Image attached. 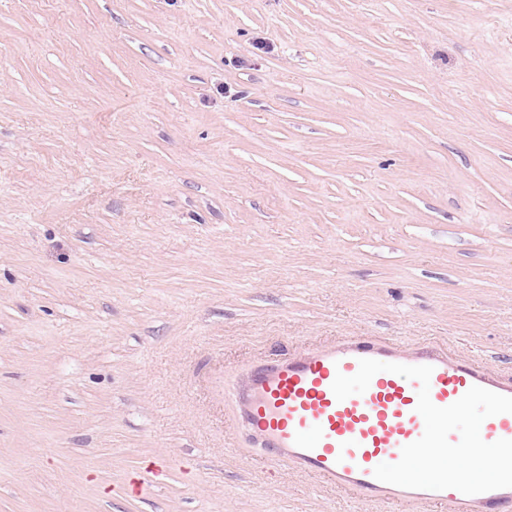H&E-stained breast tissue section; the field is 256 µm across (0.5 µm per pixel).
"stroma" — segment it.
<instances>
[{
	"label": "stroma",
	"instance_id": "obj_1",
	"mask_svg": "<svg viewBox=\"0 0 512 512\" xmlns=\"http://www.w3.org/2000/svg\"><path fill=\"white\" fill-rule=\"evenodd\" d=\"M349 336L512 380V0H0V512H386L224 402Z\"/></svg>",
	"mask_w": 512,
	"mask_h": 512
}]
</instances>
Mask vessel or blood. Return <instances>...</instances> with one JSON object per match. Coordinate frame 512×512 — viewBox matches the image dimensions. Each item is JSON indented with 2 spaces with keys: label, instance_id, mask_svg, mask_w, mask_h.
<instances>
[{
  "label": "vessel or blood",
  "instance_id": "b4317fda",
  "mask_svg": "<svg viewBox=\"0 0 512 512\" xmlns=\"http://www.w3.org/2000/svg\"><path fill=\"white\" fill-rule=\"evenodd\" d=\"M363 359L431 366L430 399L439 407L453 404L474 386L512 397V380L499 379L448 349L432 344L409 349L350 336L258 365L243 383L226 386L224 400L235 410L236 429L257 438L271 463L292 466L364 501L420 503L440 512H506L512 507V488L466 495L377 480L374 469L397 462L402 447L424 432L416 410L420 384L380 372L364 393L337 399L332 390L336 376L356 374ZM480 435L488 443L512 439V413L485 419Z\"/></svg>",
  "mask_w": 512,
  "mask_h": 512
}]
</instances>
